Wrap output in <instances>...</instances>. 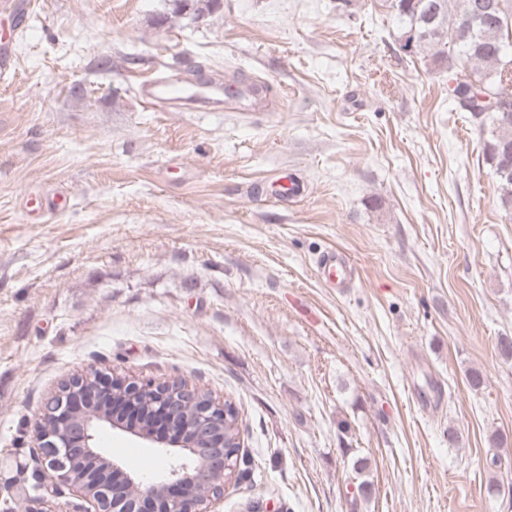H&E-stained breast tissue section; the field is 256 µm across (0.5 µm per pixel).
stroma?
<instances>
[{
    "mask_svg": "<svg viewBox=\"0 0 512 512\" xmlns=\"http://www.w3.org/2000/svg\"><path fill=\"white\" fill-rule=\"evenodd\" d=\"M36 2L0 19V502L50 495L35 421L95 368L238 406L250 467L219 512H512V215L393 9ZM151 74L261 80L269 109L145 110ZM331 248L354 263L348 288L317 273ZM97 444L130 473L172 464L109 427Z\"/></svg>",
    "mask_w": 512,
    "mask_h": 512,
    "instance_id": "stroma-1",
    "label": "stroma"
}]
</instances>
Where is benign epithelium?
<instances>
[{
	"label": "benign epithelium",
	"mask_w": 512,
	"mask_h": 512,
	"mask_svg": "<svg viewBox=\"0 0 512 512\" xmlns=\"http://www.w3.org/2000/svg\"><path fill=\"white\" fill-rule=\"evenodd\" d=\"M146 392L156 395L151 417L157 426H173L187 405L195 407L193 420L165 435L143 429L139 418L145 415L141 397ZM225 418L223 401L201 398L183 379L140 382L97 369L77 373L46 398L34 447L40 477L68 487L83 505L38 496L27 512H217L224 485L235 477L232 456L224 449ZM107 425L158 443L169 454L184 453L194 466L177 459L160 483L142 484L130 495L127 485H135L136 478L97 447L98 428ZM78 459L100 462L105 470L93 467L75 477L69 465Z\"/></svg>",
	"instance_id": "obj_1"
}]
</instances>
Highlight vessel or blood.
<instances>
[{
  "label": "vessel or blood",
  "instance_id": "obj_1",
  "mask_svg": "<svg viewBox=\"0 0 512 512\" xmlns=\"http://www.w3.org/2000/svg\"><path fill=\"white\" fill-rule=\"evenodd\" d=\"M140 102L145 108L156 109L164 105L183 104L207 107L213 110L231 106L250 112L260 108L262 97L256 88L238 91L225 90L222 83H190L157 75L142 80L137 88ZM318 272L332 288L344 286L353 273V262L343 250L332 248L325 252L317 263Z\"/></svg>",
  "mask_w": 512,
  "mask_h": 512
}]
</instances>
